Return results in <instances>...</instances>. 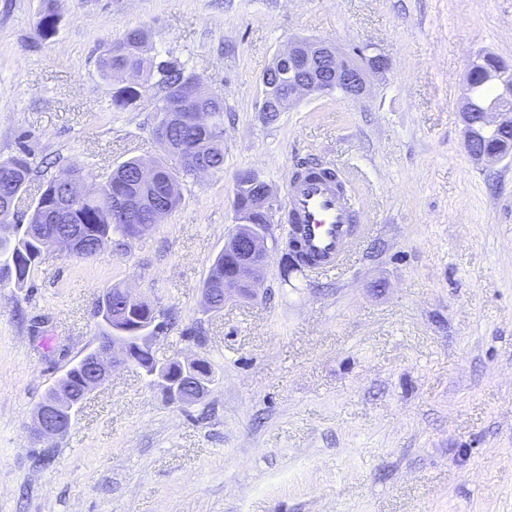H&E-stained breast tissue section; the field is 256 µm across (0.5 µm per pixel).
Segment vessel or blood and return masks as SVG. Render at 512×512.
<instances>
[{"label":"vessel or blood","mask_w":512,"mask_h":512,"mask_svg":"<svg viewBox=\"0 0 512 512\" xmlns=\"http://www.w3.org/2000/svg\"><path fill=\"white\" fill-rule=\"evenodd\" d=\"M285 212L303 227L302 248L312 268L329 272L344 264L359 230L358 207L341 171L323 166L292 176Z\"/></svg>","instance_id":"obj_1"}]
</instances>
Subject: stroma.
<instances>
[{"label":"stroma","mask_w":512,"mask_h":512,"mask_svg":"<svg viewBox=\"0 0 512 512\" xmlns=\"http://www.w3.org/2000/svg\"><path fill=\"white\" fill-rule=\"evenodd\" d=\"M0 0V161L27 152L17 223L49 179L96 178L163 151L153 93L122 111L104 42L145 28L151 54L224 97V168L181 179L148 234L91 258L45 251L0 287V512H512V156L466 153L467 58L512 64V0ZM370 50L391 71L353 101L259 109L289 38ZM349 177L369 227L339 275L282 277L206 311L202 287L235 225L233 185L260 172L278 199L304 161ZM123 285L157 306L158 361H209L193 405L116 370L70 428L32 433L35 406L97 343V305ZM194 338H187V331Z\"/></svg>","instance_id":"stroma-1"}]
</instances>
